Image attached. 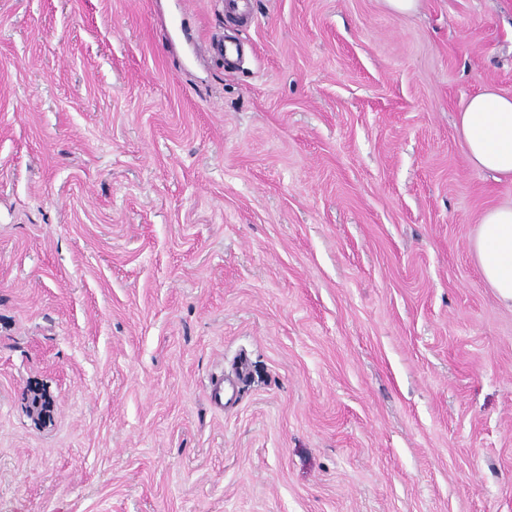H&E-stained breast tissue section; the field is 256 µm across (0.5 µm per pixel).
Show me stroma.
I'll use <instances>...</instances> for the list:
<instances>
[{"instance_id": "35a3bbf8", "label": "stroma", "mask_w": 512, "mask_h": 512, "mask_svg": "<svg viewBox=\"0 0 512 512\" xmlns=\"http://www.w3.org/2000/svg\"><path fill=\"white\" fill-rule=\"evenodd\" d=\"M251 4L0 0V512H512V0ZM457 128L474 167L512 182V96L484 88L463 103ZM470 249L485 282L512 307V203L485 211Z\"/></svg>"}]
</instances>
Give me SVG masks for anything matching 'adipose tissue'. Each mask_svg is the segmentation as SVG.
Returning <instances> with one entry per match:
<instances>
[{"label": "adipose tissue", "instance_id": "ef3b65f1", "mask_svg": "<svg viewBox=\"0 0 512 512\" xmlns=\"http://www.w3.org/2000/svg\"><path fill=\"white\" fill-rule=\"evenodd\" d=\"M457 128L474 167L512 182V96L484 88L464 102ZM470 249L485 282L512 305V203L485 211Z\"/></svg>", "mask_w": 512, "mask_h": 512}]
</instances>
